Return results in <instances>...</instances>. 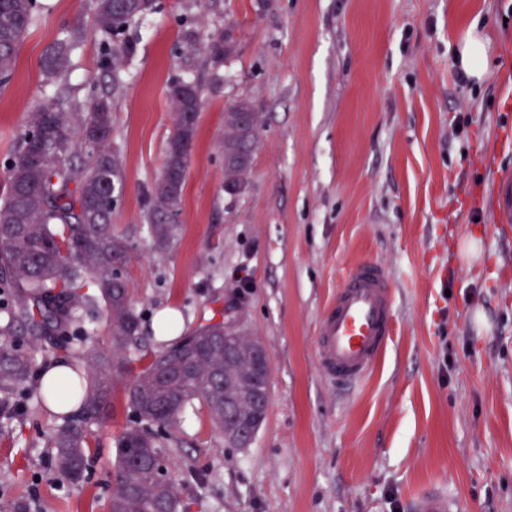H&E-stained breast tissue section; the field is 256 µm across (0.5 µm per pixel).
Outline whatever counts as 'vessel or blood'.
Returning <instances> with one entry per match:
<instances>
[{"instance_id": "1", "label": "vessel or blood", "mask_w": 512, "mask_h": 512, "mask_svg": "<svg viewBox=\"0 0 512 512\" xmlns=\"http://www.w3.org/2000/svg\"><path fill=\"white\" fill-rule=\"evenodd\" d=\"M393 333V300L384 267L356 265L329 303L316 340L322 375L349 387L367 376L385 353ZM412 512H457L458 505L438 487L414 497Z\"/></svg>"}]
</instances>
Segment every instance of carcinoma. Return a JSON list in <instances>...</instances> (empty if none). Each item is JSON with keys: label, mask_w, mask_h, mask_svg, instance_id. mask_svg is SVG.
<instances>
[{"label": "carcinoma", "mask_w": 512, "mask_h": 512, "mask_svg": "<svg viewBox=\"0 0 512 512\" xmlns=\"http://www.w3.org/2000/svg\"><path fill=\"white\" fill-rule=\"evenodd\" d=\"M156 9V0H95L94 27L114 36L136 19ZM37 0H0V83L9 80L19 43L34 21ZM80 34L69 32L54 43L42 61L45 76L62 75ZM227 42L197 41L188 33L183 50L204 52L219 62L230 51ZM129 43L102 45L104 56L118 71L133 54ZM168 97L175 114L174 129L165 145V163L149 194L144 214L155 250H168L177 238L176 224L192 149L197 135L201 86L177 78ZM247 125L256 145L261 128L248 101L224 112V144L242 145ZM112 143V96L93 92L82 105L61 94L58 100L28 113L26 130L8 168L6 192L0 196V389L22 392L19 405L33 398L26 384L33 361L16 348L14 328L33 336H58L75 352L84 349L90 325L103 313L110 335V353L91 359V371H77L62 387L67 402L77 405L63 413V424L50 435V447L60 475L75 484L86 472L87 423L99 414L110 383L126 375L130 424L116 441L114 483L109 512H182L178 488L157 472L153 461L166 448L183 441L177 435L182 414L204 404L219 435L227 424L225 408L238 404L240 421L259 423L247 393L269 388L268 375H259L249 360L224 358V322L201 324L175 338L153 355L141 371L133 372L130 350L140 333L137 312L123 276L131 245L112 225V212L125 185V168ZM83 149L88 157L77 160ZM249 165L224 162V191L244 189Z\"/></svg>", "instance_id": "1"}]
</instances>
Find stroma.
Masks as SVG:
<instances>
[{
    "label": "stroma",
    "instance_id": "1",
    "mask_svg": "<svg viewBox=\"0 0 512 512\" xmlns=\"http://www.w3.org/2000/svg\"><path fill=\"white\" fill-rule=\"evenodd\" d=\"M0 87V193L29 112L52 101L41 66L73 27L84 31L63 78L77 99L114 90L113 144L126 184L112 214L132 244L124 275L142 314L134 369L161 350L164 312L179 332L238 312L269 359L265 420L230 448L207 409L187 411L168 464L184 512H408L440 486L459 512H512V0H158L121 34L134 47L120 83L100 52L95 0H40ZM478 23L491 52L482 82H464L451 45ZM222 38L214 63L186 54L188 32ZM203 87L176 221L154 252L143 215L175 116L168 86ZM248 101L261 120L246 190H224V113ZM481 256L467 262L461 242ZM392 283L394 330L357 385L320 375L324 311L361 262ZM31 384L70 359L29 334ZM125 380L89 423L83 483L62 479L49 445L61 420L30 407L0 424V512H107L115 440L130 420Z\"/></svg>",
    "mask_w": 512,
    "mask_h": 512
}]
</instances>
